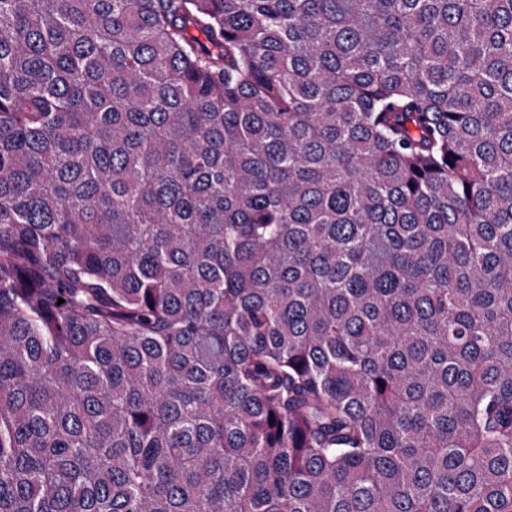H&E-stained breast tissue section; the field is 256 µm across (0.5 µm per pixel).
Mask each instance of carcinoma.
I'll list each match as a JSON object with an SVG mask.
<instances>
[{"instance_id": "carcinoma-1", "label": "carcinoma", "mask_w": 512, "mask_h": 512, "mask_svg": "<svg viewBox=\"0 0 512 512\" xmlns=\"http://www.w3.org/2000/svg\"><path fill=\"white\" fill-rule=\"evenodd\" d=\"M0 512H512V0H0Z\"/></svg>"}]
</instances>
